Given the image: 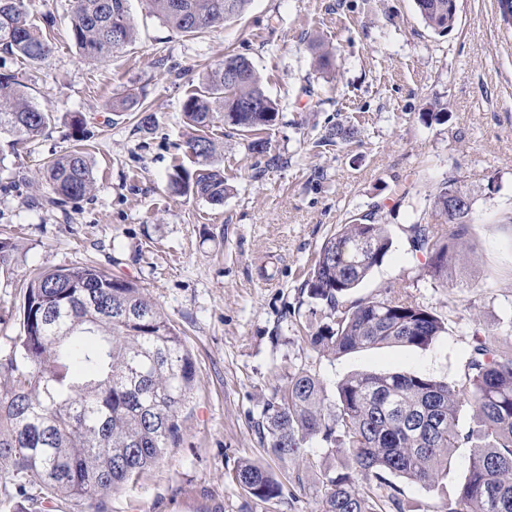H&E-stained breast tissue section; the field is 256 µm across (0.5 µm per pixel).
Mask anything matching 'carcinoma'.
Segmentation results:
<instances>
[{
    "label": "carcinoma",
    "instance_id": "carcinoma-1",
    "mask_svg": "<svg viewBox=\"0 0 512 512\" xmlns=\"http://www.w3.org/2000/svg\"><path fill=\"white\" fill-rule=\"evenodd\" d=\"M130 0H73L72 39L81 53L104 61L132 41ZM151 13L182 34L203 32L240 16L250 0H145ZM424 24L439 34L458 20L451 0H415ZM53 44L27 18L26 0H0V50L36 62ZM244 73L224 78V66ZM249 132L276 124L277 103L265 94L246 58L224 54L187 96L183 112L195 134L186 142L191 169L172 166L168 188L213 205L224 202V171L211 159L214 142L201 134L213 112ZM53 115L33 103L18 76L0 71V134L16 144L35 140ZM50 197L63 205L89 195L94 166L81 150L55 158L45 170ZM466 196L451 179L436 189L428 217L406 232L427 258V275L448 280V266L467 261L466 218L448 210V194ZM370 248L359 247L362 240ZM392 245L373 213L343 224L322 244L303 292L323 318L306 336L316 351L343 356L401 345L424 349L447 333L445 322L408 295L349 300ZM16 244L0 236V268L15 260ZM459 375L436 380L410 372L359 373L328 392L306 371L266 402L260 434L269 456L296 460L317 442L346 463L324 469L319 512H398L403 478L428 486L448 468L453 449L471 448L466 475L448 512H512V345L480 324ZM4 368L11 389L0 395V466L48 495L97 505L170 454L180 439L178 414L196 385V368L182 336L135 282L91 266L46 269L26 285L22 329ZM469 424L460 425L463 407ZM234 478L268 502L281 483L245 460Z\"/></svg>",
    "mask_w": 512,
    "mask_h": 512
}]
</instances>
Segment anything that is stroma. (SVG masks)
I'll return each mask as SVG.
<instances>
[{"label": "stroma", "instance_id": "obj_1", "mask_svg": "<svg viewBox=\"0 0 512 512\" xmlns=\"http://www.w3.org/2000/svg\"><path fill=\"white\" fill-rule=\"evenodd\" d=\"M34 23L52 14V53L27 62L0 52L35 103L52 112L47 131L19 149L0 135V232L17 260L0 270L1 364L19 334L22 284L34 272L77 264L131 280L181 332L197 386L179 414L180 441L135 483L105 499L103 512H318L323 450L283 463L266 454L257 423L264 403L305 370L338 385L356 373L415 372L454 379L473 322L499 330L512 320V26L497 0H458V23L439 35L414 0H251L223 25L173 31L130 0L133 43L104 62L81 57L70 0H27ZM336 51V71L315 63L314 44ZM248 59L279 120L268 150L216 116L208 130L227 193L213 205L167 188L190 129L183 103L225 53ZM135 92L155 117L149 132L135 112L111 105ZM86 121L83 140L70 127ZM353 127L349 140L321 145L327 129ZM83 148L96 186L65 208L43 204L39 170ZM460 178L472 203L469 259L447 287L425 273L405 229L430 207L442 183ZM374 213L392 246L354 293L401 292L441 317L448 331L424 349L389 346L336 358L306 336L319 320L300 290L324 240L354 216ZM469 450L429 486L402 482L403 512H446L455 502ZM262 463L282 484L262 502L235 480L243 460ZM0 512H82L31 488L17 492L0 469Z\"/></svg>", "mask_w": 512, "mask_h": 512}]
</instances>
